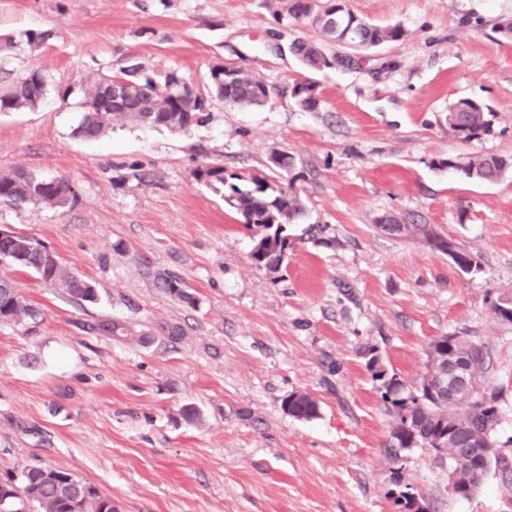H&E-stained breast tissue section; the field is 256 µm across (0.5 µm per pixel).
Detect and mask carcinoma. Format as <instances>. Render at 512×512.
<instances>
[{"instance_id":"cac0c4a2","label":"carcinoma","mask_w":512,"mask_h":512,"mask_svg":"<svg viewBox=\"0 0 512 512\" xmlns=\"http://www.w3.org/2000/svg\"><path fill=\"white\" fill-rule=\"evenodd\" d=\"M325 13L349 10L347 0H291L289 15L304 20L309 12ZM350 44L346 48L368 52L384 43L401 40L406 31L399 25L380 26L363 18H355ZM292 51L301 65L311 71H323L336 65L338 57L322 46L297 39ZM126 67L111 80H130L137 84L125 94L120 103L110 109H101L106 87L98 81L85 92L81 103L82 117L76 133L82 138L103 135L117 120H129L153 126H164L172 131H185L198 122L206 111L208 99L216 98L241 107H261L270 100V89L257 77L241 69L216 65L209 71L207 92L186 82L175 71L149 75L138 63ZM44 75L30 72L9 91L0 93V112H15L36 106L46 92ZM293 96L301 106L314 110L319 104L316 85L297 84ZM492 111L480 101L463 98L448 107V130L463 142H470L488 134ZM446 165L464 177L483 183L499 181L509 167L506 159L493 154H456L448 157ZM196 177L216 190H224V203L241 216L249 229H255L252 259L259 267L280 269L288 253L287 226L297 223L304 215L300 194L294 185L298 175L288 181V187L276 188L272 177L253 175L244 178L228 172L224 166H206ZM0 199L18 204H45L64 209L75 203L76 193L70 181L59 176L46 179L32 172L15 169L0 175ZM425 241L443 253L448 252V240L435 233L427 224L415 225ZM26 270L36 273L49 287L76 301L93 302L97 294L93 285L77 277L64 267L57 256L40 241L20 233L0 238V321L21 323L34 320L40 311L15 287L9 273ZM154 279L172 296L192 305L195 298L187 291L180 278L165 272H156ZM105 336H123L127 326L118 321H105L92 327ZM434 358L427 361L421 381L399 396L400 384L392 378L384 382L383 398L396 409V423L391 427L386 453L392 461L399 459L404 448H428L438 457L450 462V472L456 482L451 495L470 499L483 486L488 469L501 473L503 485L512 489V455L501 451L493 440L498 422L497 392L483 388L488 370L486 346L470 336L456 333L437 338L430 344ZM463 357L469 377L483 389L484 402L472 400L471 392L464 390L453 398L436 390L437 383L448 381L445 364L448 354ZM286 413L299 420L317 416V402L306 393H292L283 402ZM476 433L490 437L487 445L489 466H480L465 451L467 438ZM0 512H114L112 498L102 496L72 474L46 467L25 468L19 476L0 477Z\"/></svg>"}]
</instances>
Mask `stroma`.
I'll return each mask as SVG.
<instances>
[{
	"label": "stroma",
	"mask_w": 512,
	"mask_h": 512,
	"mask_svg": "<svg viewBox=\"0 0 512 512\" xmlns=\"http://www.w3.org/2000/svg\"><path fill=\"white\" fill-rule=\"evenodd\" d=\"M349 5L404 38L312 72L289 46L321 35L289 16L290 0H0V92L35 69L47 82L36 108L0 113V174L64 176L77 193L65 209L0 201V227L41 241L98 291L78 304L13 272L41 314L0 321L1 477L64 470L117 512H396L400 484L430 512H512L498 472L465 500L448 492L447 459L387 457L395 414L369 367L379 356L409 389L434 338L483 342L486 383L500 390L495 438L512 451V322L493 313L512 300V169L479 183L446 165L464 152L512 160V37L501 29L512 0ZM31 30L46 40L26 43ZM130 61L198 86L226 63L273 94L260 108L209 100L183 132L123 120L76 136L89 84ZM304 82L317 84L318 110L293 97ZM461 98L495 113L481 140L448 132ZM276 152L296 160L306 216L272 272L196 172L261 174ZM391 214L477 254L479 270L382 232ZM157 271L183 279L194 304L159 288ZM107 319L128 335L93 332ZM294 392L316 399V418L285 413Z\"/></svg>",
	"instance_id": "stroma-1"
}]
</instances>
